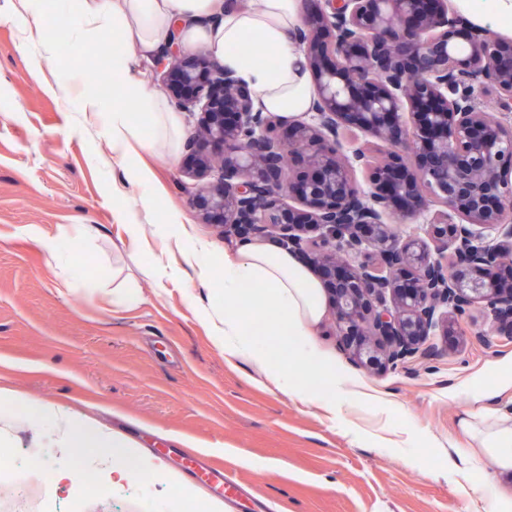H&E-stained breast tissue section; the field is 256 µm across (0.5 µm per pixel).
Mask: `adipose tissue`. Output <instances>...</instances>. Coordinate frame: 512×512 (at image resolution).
Masks as SVG:
<instances>
[{
  "mask_svg": "<svg viewBox=\"0 0 512 512\" xmlns=\"http://www.w3.org/2000/svg\"><path fill=\"white\" fill-rule=\"evenodd\" d=\"M462 12L495 31L512 33V0H457ZM76 5L84 30L112 29L120 41H133L142 56L160 53L172 34L190 46L201 45L217 56L255 93L264 111L295 116L308 111L313 98L303 53L293 33L300 25L299 0H258L256 7L228 10L223 0H60ZM255 38L272 64H255L241 49ZM120 73L118 99L105 106L97 92L80 99L84 112L106 113L114 156L131 158L140 138L128 121L124 104L136 101L150 119L151 149L175 153L181 125L135 76L122 52L112 55ZM178 276L192 272L196 288L187 289L185 302L201 313L214 346L227 366L244 369L247 382L268 381L283 395L316 404L328 411L346 402L368 403L372 393L340 370L335 356L321 349L314 328L326 316L322 285L288 249L274 244L239 243L225 255L221 272H214L207 244L187 245L183 231L166 232L156 263L145 266V277L161 272ZM38 424L43 431L35 448L48 449L54 459V480L77 483L68 466L76 454L96 458L104 471L101 490L124 491L138 484L144 497L188 498L202 512H224L223 500L193 488L180 473L170 471L124 432L101 426L85 412L66 404L23 398L0 386V424L17 419ZM460 432L474 453L468 466L485 476L512 470V409L465 410Z\"/></svg>",
  "mask_w": 512,
  "mask_h": 512,
  "instance_id": "ef3b65f1",
  "label": "adipose tissue"
}]
</instances>
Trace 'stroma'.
<instances>
[{"instance_id": "obj_1", "label": "stroma", "mask_w": 512, "mask_h": 512, "mask_svg": "<svg viewBox=\"0 0 512 512\" xmlns=\"http://www.w3.org/2000/svg\"><path fill=\"white\" fill-rule=\"evenodd\" d=\"M27 16L0 18V381L46 403L99 409L100 421L125 431L172 470L186 451L174 435L193 439L195 456L222 467L238 485L228 512H495L512 498V471L487 485L481 471H459L449 448L465 409L512 400L499 368L512 364V341L486 347L471 329L490 328L480 306L455 333L441 337L440 357L378 371L353 360L332 319L316 329L322 348L377 394L372 404L331 415L227 368L205 325L182 304L181 291L160 292L127 257L125 225L142 227L140 253L153 261L170 217L208 243L214 265L235 240L202 223L191 203L195 182L185 148L144 154L154 173V211L115 183L124 166L113 156L103 121L77 112L78 87L88 86L83 59L105 53L112 34L80 32L72 15L52 70L33 64L38 45L25 42ZM126 56L148 89L175 108L182 139L200 112L176 109L166 74L153 60ZM90 234L71 249L73 227ZM62 245L49 260L39 238ZM132 287L131 308L112 302L113 288ZM56 512L79 498L84 512H169L138 488L122 496L55 489Z\"/></svg>"}]
</instances>
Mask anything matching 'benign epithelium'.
<instances>
[{
	"label": "benign epithelium",
	"mask_w": 512,
	"mask_h": 512,
	"mask_svg": "<svg viewBox=\"0 0 512 512\" xmlns=\"http://www.w3.org/2000/svg\"><path fill=\"white\" fill-rule=\"evenodd\" d=\"M301 5L316 84L309 121L259 110L210 53L185 52L177 28L158 57L176 106L204 114L185 144L194 176L222 167L193 197L203 220L304 252L332 292L336 335L379 340V354L359 347L358 359L396 368L436 357V337L475 305L493 322L477 341L512 338V39L469 24L448 0ZM479 94L500 113L483 111ZM398 224L417 232L402 237Z\"/></svg>",
	"instance_id": "1"
}]
</instances>
